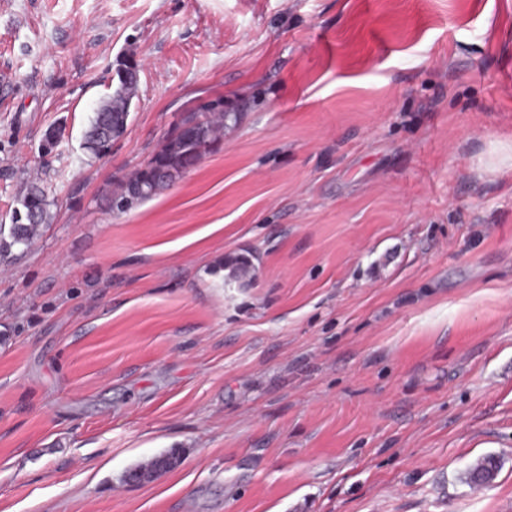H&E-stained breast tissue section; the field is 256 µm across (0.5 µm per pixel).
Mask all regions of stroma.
<instances>
[{"label": "stroma", "mask_w": 512, "mask_h": 512, "mask_svg": "<svg viewBox=\"0 0 512 512\" xmlns=\"http://www.w3.org/2000/svg\"><path fill=\"white\" fill-rule=\"evenodd\" d=\"M129 60L127 131L88 155ZM217 100L219 145L117 209ZM35 177L0 512H512V0H0V224ZM180 461V452L177 449L164 451L146 463H138L130 467L124 475L126 483L147 482L159 473L177 466ZM498 470V459L493 455H487L469 468L468 478L475 485L487 484L495 478Z\"/></svg>", "instance_id": "obj_1"}]
</instances>
